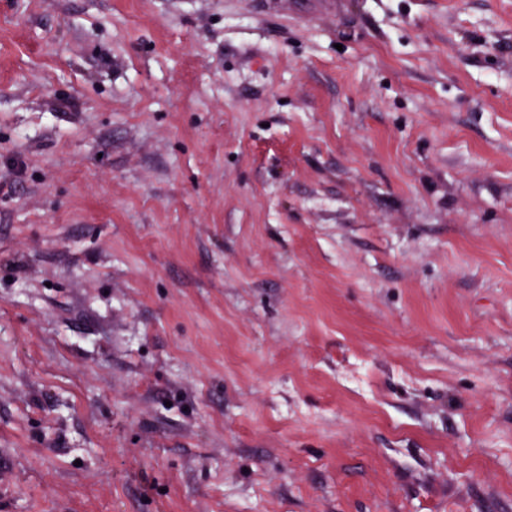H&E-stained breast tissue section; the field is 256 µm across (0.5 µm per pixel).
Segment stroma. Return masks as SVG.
<instances>
[{
  "label": "stroma",
  "mask_w": 512,
  "mask_h": 512,
  "mask_svg": "<svg viewBox=\"0 0 512 512\" xmlns=\"http://www.w3.org/2000/svg\"><path fill=\"white\" fill-rule=\"evenodd\" d=\"M0 0V512H512V0Z\"/></svg>",
  "instance_id": "obj_1"
}]
</instances>
